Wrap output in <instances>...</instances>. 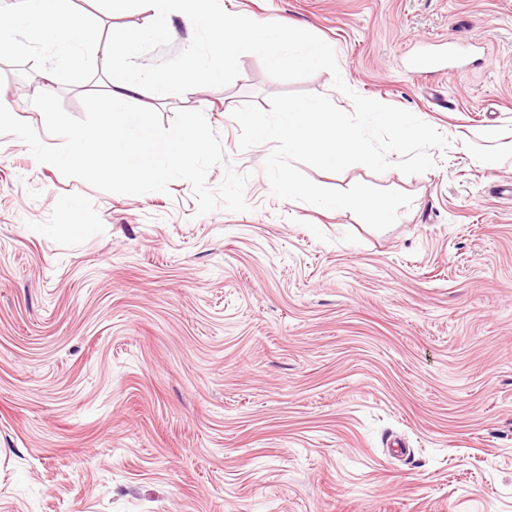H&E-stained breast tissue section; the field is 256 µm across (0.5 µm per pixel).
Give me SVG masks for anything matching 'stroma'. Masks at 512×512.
Wrapping results in <instances>:
<instances>
[{
	"mask_svg": "<svg viewBox=\"0 0 512 512\" xmlns=\"http://www.w3.org/2000/svg\"><path fill=\"white\" fill-rule=\"evenodd\" d=\"M330 43L352 93L447 137L434 168L303 166L326 188L411 195L376 231L272 196L269 145L234 109L328 96V71L268 75L247 53L224 87L143 93L170 124L203 111L250 210L201 215L190 185L123 195L0 136V512H512V0H220ZM456 46L466 74L410 77ZM79 86L0 63L32 99ZM498 130L496 140L484 137Z\"/></svg>",
	"mask_w": 512,
	"mask_h": 512,
	"instance_id": "35a3bbf8",
	"label": "stroma"
}]
</instances>
